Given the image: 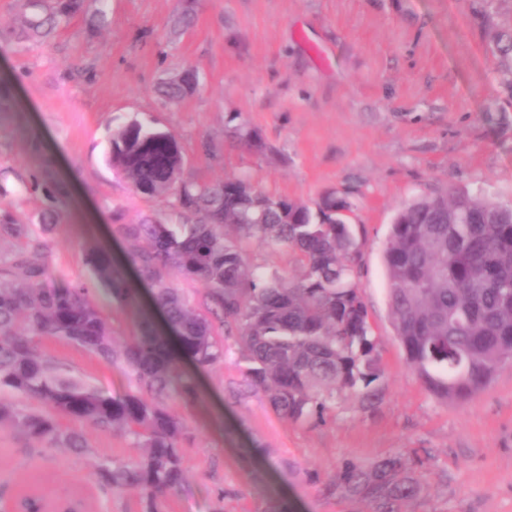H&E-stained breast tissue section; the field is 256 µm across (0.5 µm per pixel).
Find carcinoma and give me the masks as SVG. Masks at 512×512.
I'll return each instance as SVG.
<instances>
[{"mask_svg":"<svg viewBox=\"0 0 512 512\" xmlns=\"http://www.w3.org/2000/svg\"><path fill=\"white\" fill-rule=\"evenodd\" d=\"M87 0H25L24 11L0 40L43 43ZM191 69L164 81L158 93L176 105L192 96ZM224 137L263 154L260 133L237 117ZM108 165L138 194L163 208L127 224L112 212L113 232L135 247L120 261L99 250L86 256L101 284L134 320L119 344L86 284L64 277L50 285L43 237L68 218L54 165L34 153L32 185L48 189L56 206L37 224H20L0 212V430L48 447L82 453L84 433L119 431L145 449L136 462L100 458L98 484L140 493L141 512L160 504L184 478L186 427L170 401L194 404V377L224 361L232 339L245 362L247 391L262 395L292 421L321 418L336 401L357 397L382 403L384 375L369 314L358 287L361 243L349 223L353 203L334 192L309 205L264 191L248 173L198 182L183 176L185 155L176 137L150 121L132 119L109 131ZM288 250L298 274L252 262L251 249ZM387 299L408 367L436 399L466 403L485 391L512 360V205L448 188L396 213L383 251ZM150 285L145 298L132 291L128 271ZM197 280L208 293L196 301L176 280ZM161 316L170 336L163 335ZM54 339L95 354L123 373L129 390L112 396L51 356ZM22 396L18 406L1 396ZM428 464L418 453H394L368 465L348 462L334 490L367 512H410ZM35 487L15 506L39 512L46 500Z\"/></svg>","mask_w":512,"mask_h":512,"instance_id":"obj_1","label":"carcinoma"}]
</instances>
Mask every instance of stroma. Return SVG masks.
<instances>
[{
    "mask_svg": "<svg viewBox=\"0 0 512 512\" xmlns=\"http://www.w3.org/2000/svg\"><path fill=\"white\" fill-rule=\"evenodd\" d=\"M191 10L193 26L173 30ZM107 25L73 16L45 43H0V208L36 223L51 204L21 185L32 170V136L55 154L56 176L80 177L68 219L46 237L52 274L91 288L117 337L131 333L118 302L97 288L89 250L121 259L109 217L135 223L160 204L136 194L105 162L107 130L136 117L173 133L185 175L212 181L243 171L257 185L306 203L335 191L354 205L361 238L358 286L384 370L375 409L337 401L324 421H292L258 395H240V355L199 380L196 405L173 403L189 432L186 481L164 512H265L270 496L292 512H359L330 495L345 462L395 452L429 459L412 512H512V362L465 405L430 395L407 366L391 322L383 250L396 211L452 186L512 205V60L497 39L512 33V0H106ZM193 69L197 93L163 103L158 84ZM255 128L269 147L255 154L224 139L227 117ZM210 139L216 159L197 147ZM44 347L106 393L124 375L83 349L53 339ZM90 451L48 448L0 431V508L31 472L58 495L81 492L85 512H140L136 492L101 490L93 462L141 457L122 433L91 430ZM253 449L251 458L240 451Z\"/></svg>",
    "mask_w": 512,
    "mask_h": 512,
    "instance_id": "obj_1",
    "label": "stroma"
}]
</instances>
